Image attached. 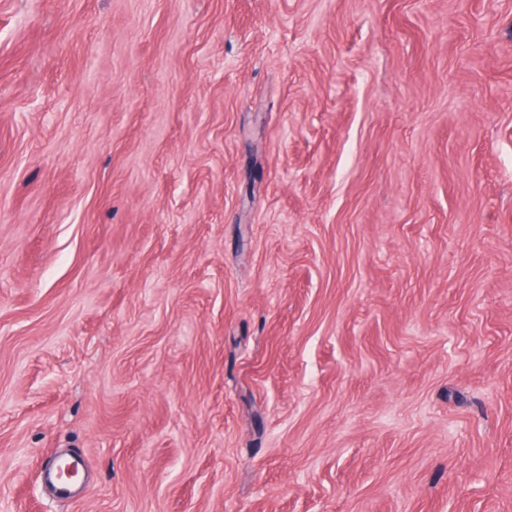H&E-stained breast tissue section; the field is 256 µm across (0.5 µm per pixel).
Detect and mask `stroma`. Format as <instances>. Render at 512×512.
I'll return each instance as SVG.
<instances>
[{"mask_svg": "<svg viewBox=\"0 0 512 512\" xmlns=\"http://www.w3.org/2000/svg\"><path fill=\"white\" fill-rule=\"evenodd\" d=\"M0 512H512V0H0Z\"/></svg>", "mask_w": 512, "mask_h": 512, "instance_id": "obj_1", "label": "stroma"}]
</instances>
